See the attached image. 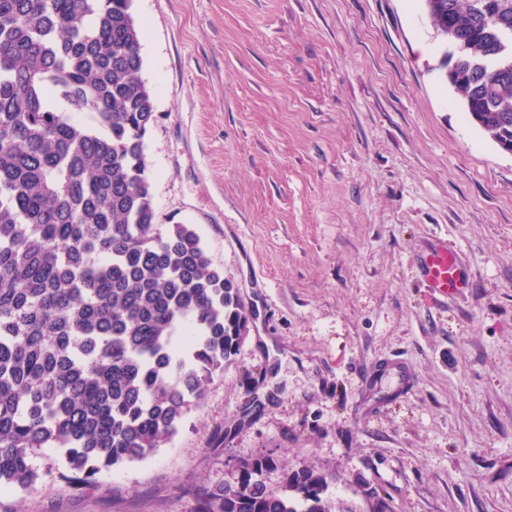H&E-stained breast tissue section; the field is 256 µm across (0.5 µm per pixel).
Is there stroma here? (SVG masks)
<instances>
[{
	"label": "stroma",
	"instance_id": "1",
	"mask_svg": "<svg viewBox=\"0 0 512 512\" xmlns=\"http://www.w3.org/2000/svg\"><path fill=\"white\" fill-rule=\"evenodd\" d=\"M133 14L157 221L194 226L248 329L165 447L85 491L45 449L35 489H0V512H194L195 488L263 454L268 486L315 465L355 512L372 490L393 512H512V155L443 80L424 0ZM439 236L473 280L448 298L416 271Z\"/></svg>",
	"mask_w": 512,
	"mask_h": 512
}]
</instances>
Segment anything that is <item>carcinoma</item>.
<instances>
[{
	"instance_id": "obj_1",
	"label": "carcinoma",
	"mask_w": 512,
	"mask_h": 512,
	"mask_svg": "<svg viewBox=\"0 0 512 512\" xmlns=\"http://www.w3.org/2000/svg\"><path fill=\"white\" fill-rule=\"evenodd\" d=\"M425 0L452 86L489 137L512 136V0ZM132 0H0V489L32 490L54 448L80 489L167 444L232 363L239 288L190 224L157 223ZM95 114V123L78 120ZM241 462L195 512H353L315 465Z\"/></svg>"
}]
</instances>
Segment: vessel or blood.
<instances>
[{"mask_svg": "<svg viewBox=\"0 0 512 512\" xmlns=\"http://www.w3.org/2000/svg\"><path fill=\"white\" fill-rule=\"evenodd\" d=\"M420 278L437 296H451L470 284L458 251L447 240L434 238L419 259Z\"/></svg>", "mask_w": 512, "mask_h": 512, "instance_id": "obj_1", "label": "vessel or blood"}]
</instances>
